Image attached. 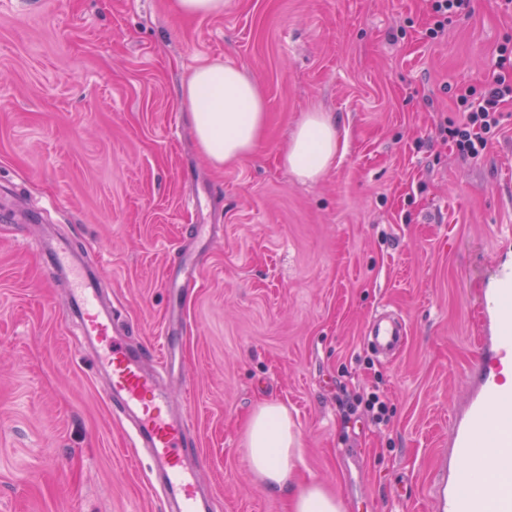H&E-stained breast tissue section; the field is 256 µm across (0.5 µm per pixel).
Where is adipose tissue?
<instances>
[{"label":"adipose tissue","mask_w":512,"mask_h":512,"mask_svg":"<svg viewBox=\"0 0 512 512\" xmlns=\"http://www.w3.org/2000/svg\"><path fill=\"white\" fill-rule=\"evenodd\" d=\"M182 104L200 149L213 165L235 164L254 152L266 122L265 102L257 84L242 70L221 64L196 67L182 85ZM338 149L335 123L324 113L312 112L281 158L299 179L312 181L329 169ZM244 444L256 482L267 492L285 494L290 512H345L343 502L319 482H295L300 456L285 406L271 402L258 406Z\"/></svg>","instance_id":"1"}]
</instances>
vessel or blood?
<instances>
[{"instance_id": "b4317fda", "label": "vessel or blood", "mask_w": 512, "mask_h": 512, "mask_svg": "<svg viewBox=\"0 0 512 512\" xmlns=\"http://www.w3.org/2000/svg\"><path fill=\"white\" fill-rule=\"evenodd\" d=\"M48 271L72 276L68 312L78 318L83 335L111 339L113 319L100 309L95 281L74 267L65 247H54ZM495 276L497 287L484 292L487 334L475 355L473 393L466 411L452 418L451 442L463 463H477L480 448L495 449V492H480L462 472L452 473L447 465H440L435 479L436 512H512V270L498 267ZM407 335L403 321L393 315L374 324L367 340L378 356L387 359L403 348ZM111 341L95 363L110 376L109 396L117 412L133 418V447L149 449L158 460L166 476L161 492L176 502L177 512H199L202 470L184 464L187 425L173 420L158 371L144 366L147 352L118 339Z\"/></svg>"}]
</instances>
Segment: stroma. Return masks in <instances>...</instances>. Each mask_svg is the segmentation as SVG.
I'll return each instance as SVG.
<instances>
[{
	"mask_svg": "<svg viewBox=\"0 0 512 512\" xmlns=\"http://www.w3.org/2000/svg\"><path fill=\"white\" fill-rule=\"evenodd\" d=\"M172 4L0 0V512H170L66 315L67 279L46 274L62 241L129 344L152 348L181 305L191 385L162 381L215 512H288L246 462L263 402L288 409L300 477L347 512H436L483 293L512 254V99L478 157L443 129L512 75V0H472L435 39L430 0H224L197 18ZM203 62L240 68L267 104L252 155L223 168L180 104ZM315 111L340 147L303 181L280 153ZM185 259L202 285L175 296ZM387 312L408 339L385 361L363 336ZM371 392L387 423L358 406Z\"/></svg>",
	"mask_w": 512,
	"mask_h": 512,
	"instance_id": "obj_1",
	"label": "stroma"
}]
</instances>
